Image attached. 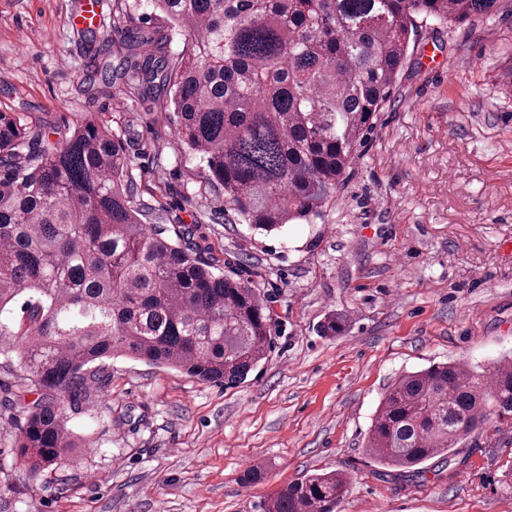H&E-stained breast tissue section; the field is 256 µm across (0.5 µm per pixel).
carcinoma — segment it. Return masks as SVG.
I'll list each match as a JSON object with an SVG mask.
<instances>
[{
  "label": "carcinoma",
  "instance_id": "cac0c4a2",
  "mask_svg": "<svg viewBox=\"0 0 512 512\" xmlns=\"http://www.w3.org/2000/svg\"><path fill=\"white\" fill-rule=\"evenodd\" d=\"M183 29L124 32L125 69L145 92L169 91L177 135L200 155L224 204L261 233L319 217L364 133L389 102L420 31L463 25L496 0H150ZM88 47L84 82L112 83L107 38ZM130 159L93 117L58 146L0 112V350L44 392L18 442L29 470L73 447L64 400L87 397L96 361L128 355L234 386L267 359L271 318L257 289L219 270L187 229L177 241L143 222ZM26 297L27 326L3 318ZM345 317L327 316L326 336ZM512 417V358L488 376L461 362L398 376L365 444L382 465L411 469L448 454L492 419ZM350 489L338 470L277 490L267 512H334Z\"/></svg>",
  "mask_w": 512,
  "mask_h": 512
}]
</instances>
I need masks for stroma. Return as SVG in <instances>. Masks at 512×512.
Returning <instances> with one entry per match:
<instances>
[{
  "mask_svg": "<svg viewBox=\"0 0 512 512\" xmlns=\"http://www.w3.org/2000/svg\"><path fill=\"white\" fill-rule=\"evenodd\" d=\"M82 7L0 0V112L52 143L95 113L125 147L149 223L170 237L190 226L224 273L259 288L272 347L232 387L126 355L99 360L103 389L66 405L74 448L35 475L17 441L41 393L0 354V512H266L281 486L331 470L352 480L337 512H512V419L419 473L365 451L400 374L512 357V0L422 30L335 202L269 235L225 209L166 102L124 78L85 89ZM97 12L116 60L126 27L165 22L148 0H98ZM333 311L349 326L321 335Z\"/></svg>",
  "mask_w": 512,
  "mask_h": 512,
  "instance_id": "stroma-1",
  "label": "stroma"
}]
</instances>
